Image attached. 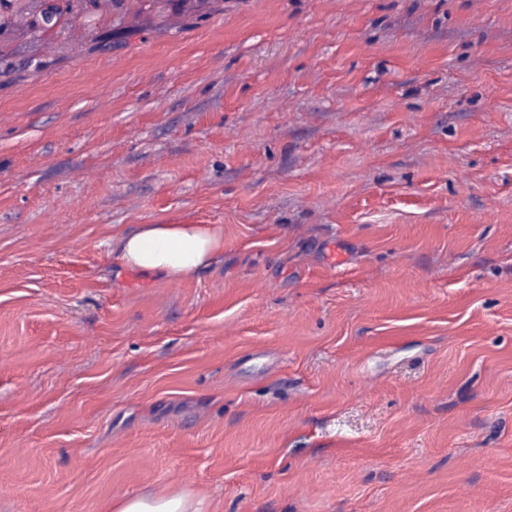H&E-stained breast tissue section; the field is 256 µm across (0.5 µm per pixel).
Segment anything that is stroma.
<instances>
[{"label":"stroma","instance_id":"obj_1","mask_svg":"<svg viewBox=\"0 0 512 512\" xmlns=\"http://www.w3.org/2000/svg\"><path fill=\"white\" fill-rule=\"evenodd\" d=\"M124 19L0 77V512H512V0ZM115 246L126 266L181 280L224 250V231L213 224H143L119 236ZM201 502L192 501L184 493H171L156 497H123L116 512H201Z\"/></svg>","mask_w":512,"mask_h":512}]
</instances>
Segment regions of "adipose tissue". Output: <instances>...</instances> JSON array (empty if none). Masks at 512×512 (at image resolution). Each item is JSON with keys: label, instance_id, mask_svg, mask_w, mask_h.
<instances>
[{"label": "adipose tissue", "instance_id": "1", "mask_svg": "<svg viewBox=\"0 0 512 512\" xmlns=\"http://www.w3.org/2000/svg\"><path fill=\"white\" fill-rule=\"evenodd\" d=\"M115 246L123 263L173 280L208 267L224 248V232L213 224H144L119 236ZM200 503L183 493L122 498L116 512H200Z\"/></svg>", "mask_w": 512, "mask_h": 512}]
</instances>
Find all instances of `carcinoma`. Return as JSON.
Returning a JSON list of instances; mask_svg holds the SVG:
<instances>
[{"instance_id":"1","label":"carcinoma","mask_w":512,"mask_h":512,"mask_svg":"<svg viewBox=\"0 0 512 512\" xmlns=\"http://www.w3.org/2000/svg\"><path fill=\"white\" fill-rule=\"evenodd\" d=\"M156 13L180 14L191 25L219 8L223 0H150ZM124 0H0V76L24 80L48 67V62L31 53L21 35L37 30L54 38L63 56L84 52H104L114 44L112 34L103 32L101 22L114 23L120 17ZM85 28L86 41L73 44L70 31Z\"/></svg>"}]
</instances>
